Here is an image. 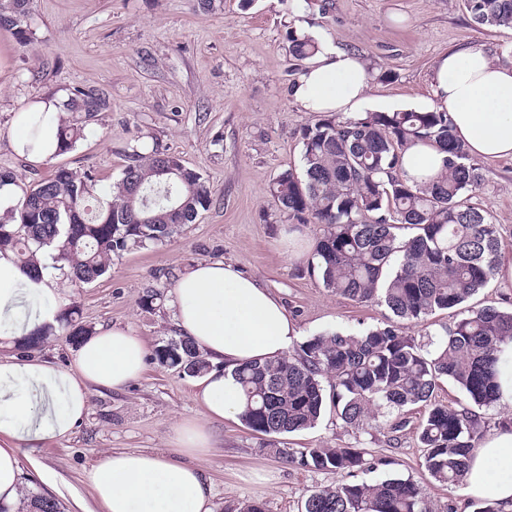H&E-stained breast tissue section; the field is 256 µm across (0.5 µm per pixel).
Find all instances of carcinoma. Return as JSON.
I'll return each mask as SVG.
<instances>
[{
  "label": "carcinoma",
  "instance_id": "obj_1",
  "mask_svg": "<svg viewBox=\"0 0 512 512\" xmlns=\"http://www.w3.org/2000/svg\"><path fill=\"white\" fill-rule=\"evenodd\" d=\"M29 0H0V28L19 43L31 41ZM471 20L487 28L512 29V0H464ZM317 49L309 36L293 34L295 59ZM76 114L57 130L56 155L84 138L86 127L106 111L93 86H76L64 101ZM302 175L288 169L276 179V207L299 221L325 225L314 257L324 288L356 303L378 301L394 319L355 333L325 331L297 351L233 371L240 385L239 420L267 437L263 452L290 464L329 472H370L378 460L364 448L283 446L280 437L315 426L326 404L351 430L373 426L381 411L403 414L419 404L430 409L419 426L424 467L435 482L455 485L467 478L469 459L484 432L476 409L490 407L498 390L499 345L512 339V310L486 305L458 319L442 337L422 343L403 323L424 324L439 311L456 309L495 278L501 240L488 212L467 193L480 181L478 164L455 137L446 112L434 110L332 112L300 131ZM430 145L443 154L435 173L408 175L404 152ZM176 154L153 148L126 156L121 177L108 198L91 208L92 177L66 166L34 185L22 186L12 221L0 220V250H11L23 266L36 253L53 252L71 280L91 284L118 257L134 248L163 242L193 223L210 203L201 174L177 162ZM416 233L408 238L398 230ZM58 324L74 343L89 335L74 312H60ZM157 362L195 376L207 361L186 337L171 338L155 350ZM448 379L468 405L436 404L439 382ZM302 512H433L410 479L342 482L311 493Z\"/></svg>",
  "mask_w": 512,
  "mask_h": 512
}]
</instances>
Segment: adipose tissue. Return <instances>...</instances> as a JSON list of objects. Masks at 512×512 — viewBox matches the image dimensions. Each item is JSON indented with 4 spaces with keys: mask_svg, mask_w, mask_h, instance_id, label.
<instances>
[{
    "mask_svg": "<svg viewBox=\"0 0 512 512\" xmlns=\"http://www.w3.org/2000/svg\"><path fill=\"white\" fill-rule=\"evenodd\" d=\"M369 85L358 58L328 43L298 74L290 95L304 111L353 116L370 107ZM432 87L430 109L449 113L471 158L512 157V65L478 48L450 52L436 60ZM63 103L60 96L40 103V150H27L26 115H16V152L38 164L51 159ZM47 265L45 256H38L37 270L30 273L11 251L0 252V341L54 323L61 291ZM172 305L177 332L193 341L212 365L193 385V399L205 409L204 421L182 422L173 436L185 453H202L213 445L210 423L237 416L242 409L235 366L282 356L298 329L282 301L225 260L201 262L183 273ZM146 357L144 341L130 329L102 326L85 340L70 366L0 360V504L14 505L19 496L18 448L68 438L89 411L91 389H126L143 373ZM88 481L105 512H214L203 472L160 452H113L91 469ZM467 493L512 512V429L496 431L474 450Z\"/></svg>",
    "mask_w": 512,
    "mask_h": 512,
    "instance_id": "adipose-tissue-1",
    "label": "adipose tissue"
}]
</instances>
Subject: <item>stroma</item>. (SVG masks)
<instances>
[{
  "mask_svg": "<svg viewBox=\"0 0 512 512\" xmlns=\"http://www.w3.org/2000/svg\"><path fill=\"white\" fill-rule=\"evenodd\" d=\"M31 44L0 29V170L31 184L55 166L92 172L95 197L121 174L131 150L160 146L199 172L211 202L170 240L113 258L96 282L77 288L60 277L66 308L89 329L130 328L155 351L176 337L171 292L197 263L229 260L286 305L299 341L328 331L355 332L383 325L384 304L354 303L323 287L309 264L323 225L299 223L272 203L276 177L300 170V130L318 115L289 95L295 61L291 31L304 26L353 53L369 70L368 95L376 112L410 111L432 96L436 59L480 48L512 59V29L475 25L463 0H30ZM101 89L108 108L76 148L33 165L11 138L17 112L68 89ZM470 194L497 224L504 253L512 255V157L481 164ZM158 292L144 307L147 292ZM192 379L148 358L142 377L122 392L92 391L89 413L73 434L17 455L20 501L42 493L64 512H102L87 473L112 450L162 452L199 467L211 484L215 512H236L259 501L267 512H300L313 491L347 480V473L300 468L271 458L262 435L240 421L213 423L216 441L202 454H182L172 437L182 421L204 417L192 398ZM424 408L406 413L399 439L388 430L347 429L325 410L311 429L286 435L292 448H364L381 464L356 480L409 478L435 512H479L462 484L439 486L423 465L417 427ZM260 471L262 484L244 481Z\"/></svg>",
  "mask_w": 512,
  "mask_h": 512,
  "instance_id": "1",
  "label": "stroma"
}]
</instances>
